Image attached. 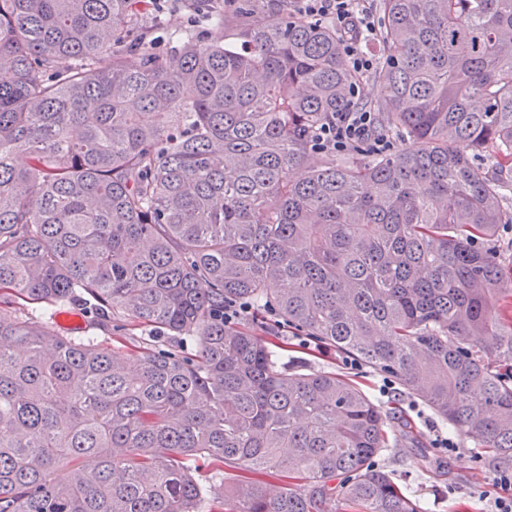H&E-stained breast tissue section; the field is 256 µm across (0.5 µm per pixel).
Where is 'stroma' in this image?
Listing matches in <instances>:
<instances>
[{
    "label": "stroma",
    "instance_id": "1",
    "mask_svg": "<svg viewBox=\"0 0 512 512\" xmlns=\"http://www.w3.org/2000/svg\"><path fill=\"white\" fill-rule=\"evenodd\" d=\"M284 360H303L313 372H336L357 382L375 403L389 413V448L375 459L417 503L422 512H492L497 497L512 495L477 457L474 443L457 436V451L432 447L434 430H447L420 400L395 388L383 394L384 376L364 366L350 367L344 354L319 347L305 336H292Z\"/></svg>",
    "mask_w": 512,
    "mask_h": 512
}]
</instances>
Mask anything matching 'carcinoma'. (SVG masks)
I'll return each mask as SVG.
<instances>
[{
	"mask_svg": "<svg viewBox=\"0 0 512 512\" xmlns=\"http://www.w3.org/2000/svg\"><path fill=\"white\" fill-rule=\"evenodd\" d=\"M181 2L160 53L145 0H0V512H201L198 460L237 472L224 512H419L374 465L387 412L284 366L290 328L512 469V0H377L358 103L333 23ZM357 104L402 147L307 165ZM77 301L196 353L19 317ZM116 323L112 322V326L105 329L100 328L101 331L97 332L115 354L127 358L131 354H138L143 345H145L142 343V338L146 336H141L139 331H135L136 334L131 335L132 332L128 331V329H116L113 327Z\"/></svg>",
	"mask_w": 512,
	"mask_h": 512,
	"instance_id": "obj_1",
	"label": "carcinoma"
}]
</instances>
